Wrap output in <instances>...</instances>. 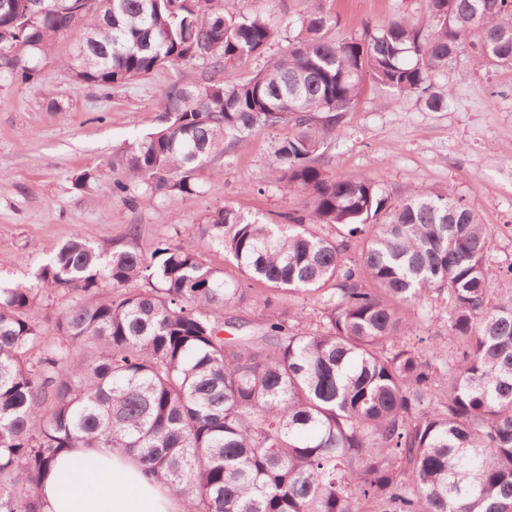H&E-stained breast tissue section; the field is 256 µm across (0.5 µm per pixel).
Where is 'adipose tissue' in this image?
Listing matches in <instances>:
<instances>
[{"instance_id": "obj_1", "label": "adipose tissue", "mask_w": 512, "mask_h": 512, "mask_svg": "<svg viewBox=\"0 0 512 512\" xmlns=\"http://www.w3.org/2000/svg\"><path fill=\"white\" fill-rule=\"evenodd\" d=\"M42 512H184L160 482L146 479L120 448H73L49 465L38 490Z\"/></svg>"}]
</instances>
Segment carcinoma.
Segmentation results:
<instances>
[{
    "label": "carcinoma",
    "mask_w": 512,
    "mask_h": 512,
    "mask_svg": "<svg viewBox=\"0 0 512 512\" xmlns=\"http://www.w3.org/2000/svg\"><path fill=\"white\" fill-rule=\"evenodd\" d=\"M35 2L0 12V82L36 80L72 33L79 84L179 71L160 127L113 151V196L174 203L244 138L286 126L271 176L308 208L284 224L215 211L201 237L236 263L230 281L191 240L146 256L85 229L36 284L0 282V512H41L45 470L70 448L125 449L186 512H512V264L486 263V227L451 189L394 201L323 163L367 78L440 112L450 91L436 78L459 55L512 70V0H426L425 26L364 22L340 41L327 37L338 17L313 0L286 50L230 84L216 74L278 43L271 16L224 0H42L43 14ZM495 280L509 299L493 305ZM45 291L68 305L40 321ZM432 292L459 342L452 357L405 341L415 325L401 306ZM296 295L319 304L314 326L286 305ZM247 308L260 327L225 338Z\"/></svg>",
    "instance_id": "cac0c4a2"
}]
</instances>
